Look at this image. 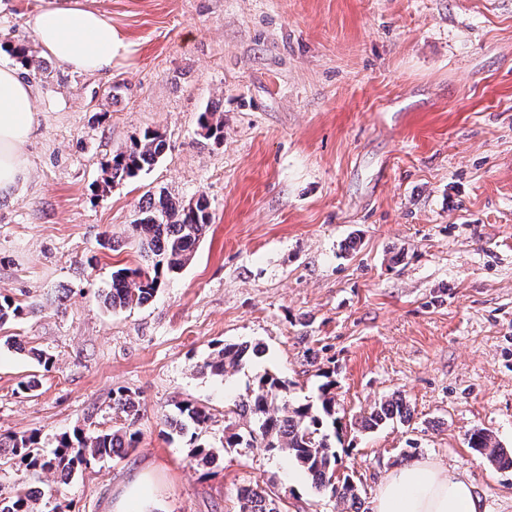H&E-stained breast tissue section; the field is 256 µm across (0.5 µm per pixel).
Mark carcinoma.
I'll return each mask as SVG.
<instances>
[{
  "instance_id": "1",
  "label": "carcinoma",
  "mask_w": 512,
  "mask_h": 512,
  "mask_svg": "<svg viewBox=\"0 0 512 512\" xmlns=\"http://www.w3.org/2000/svg\"><path fill=\"white\" fill-rule=\"evenodd\" d=\"M199 125L207 138L223 139L221 106L215 105L203 112ZM165 150L166 142L160 133L145 131L129 147L112 155L105 166L104 187H114L151 168ZM210 224V204L202 195L187 203L162 192L148 197L138 206L132 227L139 249L150 259V268L123 267L112 271L104 296L106 307L121 310L148 303L158 291L162 277L178 273L194 256ZM23 314L21 303L10 298L0 299L1 328ZM257 354V346L224 344L200 365V372L222 377ZM334 388L335 382L328 380L320 385L317 401H293L287 395L285 381L267 372L260 375L249 394L225 412V417L243 421V430L224 437V446L258 443L271 451L285 453L306 471L315 488L329 492L337 502L346 505L347 512H361L362 500L355 486L346 478L332 480L338 457L326 426H336ZM112 411L123 418L122 426L112 431L63 435L47 455L40 453V439L36 434L1 435L0 454L27 470L66 477L97 460L123 459L139 443L140 430L136 425L140 404L132 395L119 391L112 394ZM178 411L177 416L165 418L163 424L186 439L191 457L197 463L212 464L214 452L198 443L199 433L208 428L211 414L204 406L190 401L179 404ZM394 419L401 423L412 419L409 406L400 396L376 403L358 425L370 430ZM467 445L492 464L512 467V450L502 448L483 428L467 433ZM60 495L57 488L33 492L29 486L19 484L6 495L0 493V512H37L36 504L42 499L53 504L49 512H68L70 505L60 503ZM238 503L240 512H280L276 499L261 487L242 488Z\"/></svg>"
}]
</instances>
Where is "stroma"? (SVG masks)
I'll return each instance as SVG.
<instances>
[{
	"label": "stroma",
	"instance_id": "stroma-1",
	"mask_svg": "<svg viewBox=\"0 0 512 512\" xmlns=\"http://www.w3.org/2000/svg\"><path fill=\"white\" fill-rule=\"evenodd\" d=\"M45 0H0V43L35 47ZM129 44L105 76L43 58L31 176L0 200V298L25 306L0 329V434L56 438L122 424L138 447L58 483L0 464V487L59 486L72 512H121L146 478L151 512H237L259 485L286 512H342L284 454L228 448L226 405L270 372L289 397L336 381L338 473L365 508L392 470L463 472L481 512H512V469L468 448L481 427L512 448V0H88ZM224 110V138L199 116ZM167 150L102 191V165L144 131ZM206 196L194 258L147 304L113 312L99 291L145 260L140 202ZM265 353L200 373L217 344ZM44 352L49 364L34 357ZM35 379L34 390L18 384ZM401 394L408 424L355 423ZM193 401L213 419L202 467L165 417Z\"/></svg>",
	"mask_w": 512,
	"mask_h": 512
}]
</instances>
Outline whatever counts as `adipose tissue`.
Here are the masks:
<instances>
[{
	"instance_id": "ef3b65f1",
	"label": "adipose tissue",
	"mask_w": 512,
	"mask_h": 512,
	"mask_svg": "<svg viewBox=\"0 0 512 512\" xmlns=\"http://www.w3.org/2000/svg\"><path fill=\"white\" fill-rule=\"evenodd\" d=\"M42 54L73 72L105 75L128 44L103 14L79 0H47L28 21ZM36 83L18 65L0 64V199L13 196L29 167L26 144L36 132ZM465 475L418 461L383 481L375 512H479Z\"/></svg>"
}]
</instances>
